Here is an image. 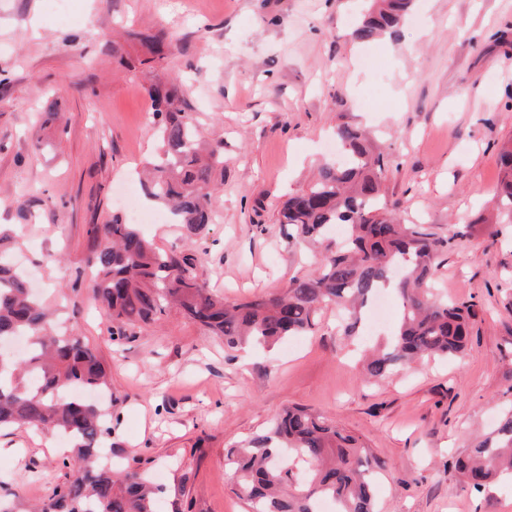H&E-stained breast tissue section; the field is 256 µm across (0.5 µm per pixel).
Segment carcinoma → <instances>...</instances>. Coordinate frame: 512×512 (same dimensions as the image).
Listing matches in <instances>:
<instances>
[{"label": "carcinoma", "instance_id": "1", "mask_svg": "<svg viewBox=\"0 0 512 512\" xmlns=\"http://www.w3.org/2000/svg\"><path fill=\"white\" fill-rule=\"evenodd\" d=\"M411 7L412 0H375L351 38L367 43L394 33ZM148 93L163 156L147 173L145 195L166 206L187 235L197 236L213 223L211 199L224 185V141L202 140L197 122L184 111L178 82L152 85ZM334 135L348 163L323 164L317 179L280 210L288 237L321 245L317 267L279 292L230 301L196 273L193 257L159 248L137 225L117 216L93 225L90 233L98 244L87 267L95 272L93 300L112 322V341L120 344L139 324L159 320L171 304L222 339L227 350L304 335L324 308L344 316L343 333L351 336L361 310L384 289L396 295L401 313L386 344L366 359L368 378H385L422 356L462 357L476 313L472 303L432 292L439 241L406 222L400 204L383 201L388 162L366 132L340 123ZM499 160L497 204L512 216L511 143L502 147ZM338 225L348 230L342 240L333 236ZM10 240L0 231V348L22 337L26 351L21 357L0 356V429L54 432L70 448L63 460L69 468L65 481L34 512H159L164 487L137 469L104 461L112 453L111 407L80 396L110 388L105 360L74 329L53 327V313L9 260ZM224 461L248 512H318L324 498L335 501L337 512H377L374 485L385 471V462L361 438L299 406L225 449ZM455 467L477 492L512 476V410L491 435L457 458ZM296 470L306 474L305 482H296Z\"/></svg>", "mask_w": 512, "mask_h": 512}]
</instances>
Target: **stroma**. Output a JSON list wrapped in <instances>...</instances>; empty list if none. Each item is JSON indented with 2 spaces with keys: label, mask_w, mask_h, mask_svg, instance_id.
Wrapping results in <instances>:
<instances>
[{
  "label": "stroma",
  "mask_w": 512,
  "mask_h": 512,
  "mask_svg": "<svg viewBox=\"0 0 512 512\" xmlns=\"http://www.w3.org/2000/svg\"><path fill=\"white\" fill-rule=\"evenodd\" d=\"M365 0H0V225L25 242L20 264L95 345L111 372L112 459L163 473V512L187 475L194 512H245L224 450L283 408L313 409L359 435L387 464L378 512H512V485L473 491L453 461L512 407V223L493 195L512 140V0H415L394 36L348 35ZM130 26L142 35L113 36ZM176 35L164 59L144 43ZM181 80L185 109L224 142L214 224L193 238L141 225L194 255L228 299L284 288L317 266L278 212L317 165L332 130L364 127L390 160L387 202L442 241L437 294L475 304L466 354L428 358L371 384L360 344L324 311L271 351L225 352L169 309L114 344L91 302L89 230L142 201L135 167L152 157L149 85ZM41 139L33 151V139ZM56 436L0 434V499L35 502L63 481Z\"/></svg>",
  "instance_id": "35a3bbf8"
}]
</instances>
